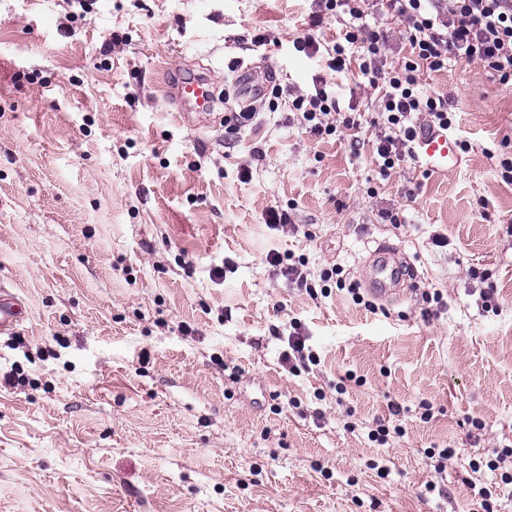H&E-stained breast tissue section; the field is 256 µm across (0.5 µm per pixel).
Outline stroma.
<instances>
[{
    "mask_svg": "<svg viewBox=\"0 0 512 512\" xmlns=\"http://www.w3.org/2000/svg\"><path fill=\"white\" fill-rule=\"evenodd\" d=\"M313 0H0V512H512V89L475 64L425 78L456 101L448 170L381 174L365 78L327 66L340 29ZM317 49H300L307 36ZM202 69L207 122L167 80ZM322 76L365 141L318 139L291 91ZM255 122L224 116L255 98ZM287 212L307 233L271 229ZM398 217L384 219V212ZM447 236L444 247L434 235ZM386 243L415 275L377 311L311 297L270 254L363 277ZM490 270L498 312H483ZM445 304L424 316V292ZM300 329L318 365L289 371ZM345 393H337V383ZM398 403L392 415L389 403ZM400 427L371 441L376 423ZM454 449L443 489L426 453ZM21 313L16 298L0 292V334L11 332L19 322Z\"/></svg>",
    "mask_w": 512,
    "mask_h": 512,
    "instance_id": "stroma-1",
    "label": "stroma"
}]
</instances>
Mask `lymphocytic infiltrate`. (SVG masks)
Masks as SVG:
<instances>
[{"label": "lymphocytic infiltrate", "mask_w": 512, "mask_h": 512, "mask_svg": "<svg viewBox=\"0 0 512 512\" xmlns=\"http://www.w3.org/2000/svg\"><path fill=\"white\" fill-rule=\"evenodd\" d=\"M372 9L402 26L408 52L395 66L387 64L388 31L366 21ZM335 16L343 17L344 29L328 66L337 72L356 66L378 92L380 110L371 124L381 172L415 159L421 139L453 125V98L421 92L424 73L441 71L454 60L479 65L500 85L512 86V0H317L311 24ZM291 106L299 123L318 138L361 127L320 76L312 92L295 97Z\"/></svg>", "instance_id": "lymphocytic-infiltrate-1"}]
</instances>
